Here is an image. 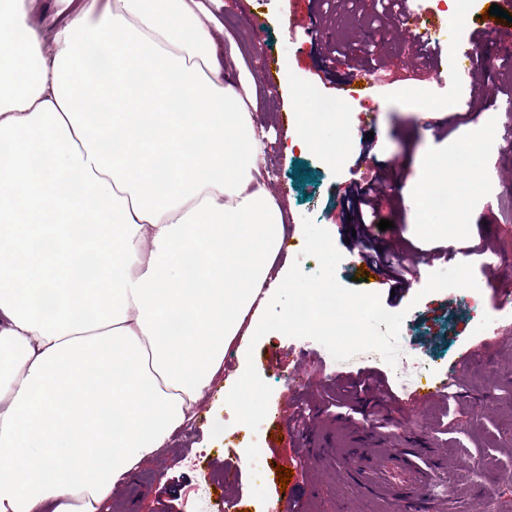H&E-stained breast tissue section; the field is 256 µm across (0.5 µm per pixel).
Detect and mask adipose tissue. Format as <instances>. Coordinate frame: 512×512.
Listing matches in <instances>:
<instances>
[{
	"instance_id": "1",
	"label": "adipose tissue",
	"mask_w": 512,
	"mask_h": 512,
	"mask_svg": "<svg viewBox=\"0 0 512 512\" xmlns=\"http://www.w3.org/2000/svg\"><path fill=\"white\" fill-rule=\"evenodd\" d=\"M37 2L0 0V512H99L265 333L286 215L224 0Z\"/></svg>"
}]
</instances>
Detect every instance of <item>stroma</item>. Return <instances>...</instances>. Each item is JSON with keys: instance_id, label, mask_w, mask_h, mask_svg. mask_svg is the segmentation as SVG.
<instances>
[{"instance_id": "1", "label": "stroma", "mask_w": 512, "mask_h": 512, "mask_svg": "<svg viewBox=\"0 0 512 512\" xmlns=\"http://www.w3.org/2000/svg\"><path fill=\"white\" fill-rule=\"evenodd\" d=\"M266 21L261 39H254L249 14ZM380 0H224V33L242 50L247 72L259 80L266 62H276L277 87H261L256 120L271 132L267 153V185L287 215L286 236L291 244L280 257L299 262L305 273L318 269L316 259L303 256V218H311L332 235L343 259L336 270L347 288L378 291L383 307L404 312L396 366L375 352L335 360L320 343L279 332L263 336L253 355L230 348L227 365L214 377L198 403L192 420L176 431L164 448L125 478L113 490L100 512H218V496L241 501L246 512H278L284 493L299 499L305 512H389L386 504L356 494L342 465L329 456H310L295 442L283 439L282 428L263 420L257 430L234 420L225 403L227 380L254 363L269 384L270 412L285 415L298 409L310 412L308 437L325 433L345 440L351 422L321 410L319 393L336 385L337 376L359 371H381L391 389L382 413L388 419L390 447H403L408 437L440 459L456 478L433 512H512V309L498 307L500 288L512 289V151L493 137L482 145L488 175L485 186L470 184L462 168L450 163L461 140L474 132L475 122L503 126L504 113L495 100L512 97V44L487 38L483 55L494 67L482 68L480 83L494 88V96L468 94L448 72L445 82L436 75L407 76L420 62L407 34L381 20ZM323 37L312 40L313 29ZM372 54L389 67L391 84L380 90L359 89L340 96L335 85L350 65ZM428 89L430 110L420 114L407 89ZM339 102L342 115H325L309 130L312 147H291L281 130V116L308 109L309 95ZM471 96L469 113H462L463 96ZM374 103L366 111L365 103ZM380 178L377 216L393 221L379 232L381 244L403 241L405 258L415 275L402 298L388 289H376L351 262L361 242L353 237L357 221L342 213V199L353 182ZM428 186H439L458 197L459 210H432L421 215L408 196ZM487 243L491 265L471 262L477 270L478 292L449 289L423 294L430 273L452 267V260L436 259V246L463 248ZM492 339L488 357L470 367L460 381L456 401L440 400L416 411L407 403L424 378H434L454 365L469 349ZM311 357L314 375L295 398L286 402V375L299 358ZM420 360L424 369L413 368ZM240 462L238 486L225 488V460ZM486 470L471 476L472 467ZM283 465L294 475L286 487L272 481V468Z\"/></svg>"}]
</instances>
